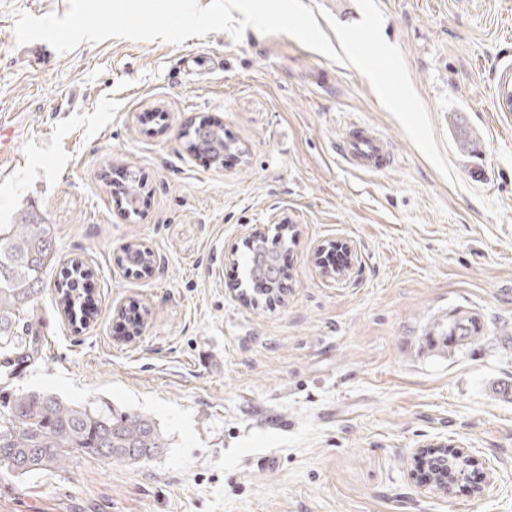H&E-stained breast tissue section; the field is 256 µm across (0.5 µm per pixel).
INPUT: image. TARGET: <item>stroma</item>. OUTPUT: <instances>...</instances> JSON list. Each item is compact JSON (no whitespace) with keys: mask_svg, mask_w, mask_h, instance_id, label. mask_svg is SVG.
I'll return each instance as SVG.
<instances>
[{"mask_svg":"<svg viewBox=\"0 0 512 512\" xmlns=\"http://www.w3.org/2000/svg\"><path fill=\"white\" fill-rule=\"evenodd\" d=\"M377 2L456 181L355 68L289 35L110 38L37 66L16 18L67 0H0V224L35 215L56 256L29 357L0 365V389L145 415L168 443L134 466L82 455L1 481L0 512H512V401L491 389L512 379V117L494 105L512 86V0ZM199 121L223 129V163L188 151ZM350 121L390 142L392 167L340 162ZM123 172L142 184L133 209L112 187ZM283 222L287 296L241 301L233 259ZM322 242L349 250L346 277L315 263ZM129 243L152 272L119 268ZM75 259L91 271L84 325L56 306ZM129 300L132 343L115 312ZM457 307L485 339L428 351ZM443 445L478 460L445 491L424 476Z\"/></svg>","mask_w":512,"mask_h":512,"instance_id":"35a3bbf8","label":"stroma"}]
</instances>
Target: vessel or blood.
Masks as SVG:
<instances>
[{
  "mask_svg": "<svg viewBox=\"0 0 512 512\" xmlns=\"http://www.w3.org/2000/svg\"><path fill=\"white\" fill-rule=\"evenodd\" d=\"M336 154L345 166L360 171H381L394 162L389 141L373 125L365 123L346 125Z\"/></svg>",
  "mask_w": 512,
  "mask_h": 512,
  "instance_id": "1",
  "label": "vessel or blood"
}]
</instances>
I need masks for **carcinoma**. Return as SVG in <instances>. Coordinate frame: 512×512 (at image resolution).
<instances>
[{"label":"carcinoma","instance_id":"obj_1","mask_svg":"<svg viewBox=\"0 0 512 512\" xmlns=\"http://www.w3.org/2000/svg\"><path fill=\"white\" fill-rule=\"evenodd\" d=\"M189 136L190 150L218 160L224 157V130L202 123ZM275 258L277 251L268 249L262 240L247 246L246 286L258 282L265 284L267 290L280 289L286 277L275 282L262 271L264 263ZM124 261L128 266L145 270L151 264V255L130 246ZM54 263L52 235L47 225L28 213L20 215L15 224L0 225L1 353L26 351L21 322ZM88 274L84 265L75 260L56 287L60 306L73 321L83 322L92 316L79 288ZM484 335L479 315L460 309L435 320L426 343L432 350L450 355L466 351ZM165 448L163 433L144 415L117 412L108 406L72 405L39 391L0 394V480L55 472L75 455L135 465L162 454Z\"/></svg>","mask_w":512,"mask_h":512}]
</instances>
